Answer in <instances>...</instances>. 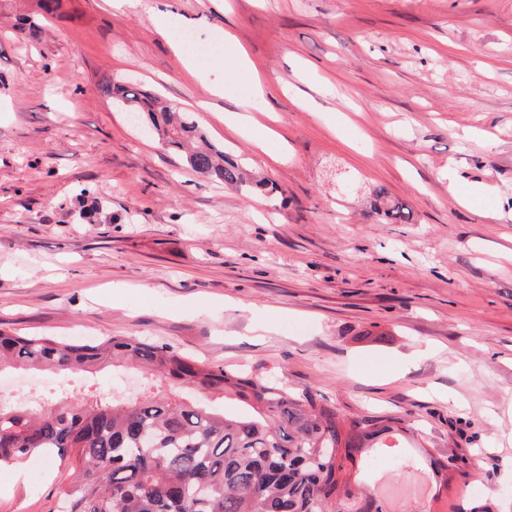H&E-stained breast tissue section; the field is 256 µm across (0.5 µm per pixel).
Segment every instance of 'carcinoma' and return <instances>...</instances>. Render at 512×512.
Masks as SVG:
<instances>
[{
    "mask_svg": "<svg viewBox=\"0 0 512 512\" xmlns=\"http://www.w3.org/2000/svg\"><path fill=\"white\" fill-rule=\"evenodd\" d=\"M102 91L134 117L147 115L161 144L196 173L228 188L265 189L190 113L137 84L108 80ZM115 360L150 368L170 395L118 402L87 392L49 408L0 403V464H67L75 477L63 491L64 512H388V499L346 478L345 462L359 457L369 467L383 453L397 472L430 470L446 484L458 461L453 452L415 456L390 418L347 417L310 389L203 366L167 344L0 332V368L90 372ZM216 394L244 403L245 412L218 411L207 402Z\"/></svg>",
    "mask_w": 512,
    "mask_h": 512,
    "instance_id": "carcinoma-1",
    "label": "carcinoma"
}]
</instances>
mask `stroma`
Instances as JSON below:
<instances>
[{
  "label": "stroma",
  "instance_id": "1",
  "mask_svg": "<svg viewBox=\"0 0 512 512\" xmlns=\"http://www.w3.org/2000/svg\"><path fill=\"white\" fill-rule=\"evenodd\" d=\"M167 2L175 21L0 0V330L277 374L343 415L399 419L433 456L457 449L417 512H512V0ZM184 32L207 49L193 76ZM237 44L261 94L225 76ZM111 78L192 113L269 192L188 170L101 92ZM88 389L162 386L140 367L53 370L0 400ZM72 479L1 466L0 512H59Z\"/></svg>",
  "mask_w": 512,
  "mask_h": 512
}]
</instances>
